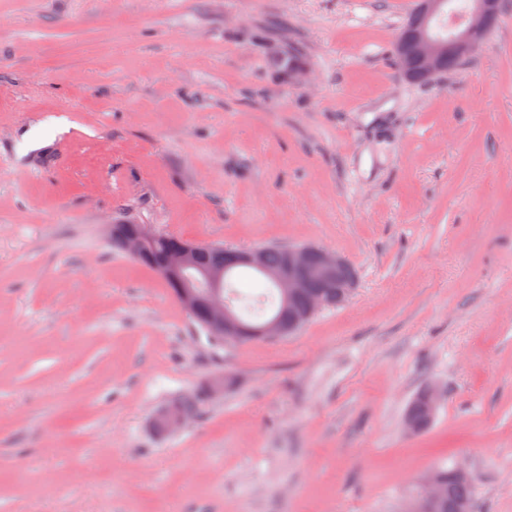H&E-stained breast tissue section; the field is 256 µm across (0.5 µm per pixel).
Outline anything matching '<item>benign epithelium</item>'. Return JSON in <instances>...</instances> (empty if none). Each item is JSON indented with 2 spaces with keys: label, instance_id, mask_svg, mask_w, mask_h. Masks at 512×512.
Listing matches in <instances>:
<instances>
[{
  "label": "benign epithelium",
  "instance_id": "1",
  "mask_svg": "<svg viewBox=\"0 0 512 512\" xmlns=\"http://www.w3.org/2000/svg\"><path fill=\"white\" fill-rule=\"evenodd\" d=\"M446 0H417V5L408 26L398 35V43L409 44L413 48L415 65H409V55H397L398 65L403 76L410 82L433 77L444 60L471 53L486 39L491 22L498 14L499 0H473L472 9L466 23L452 36L440 39L432 34L434 19L444 12ZM110 233L121 240V247L138 258L146 254L158 238V234L148 230L144 224L127 228L113 224ZM242 263L265 267V254L258 249L239 253ZM159 277L179 285L175 296L193 315L199 308L205 309L207 330L214 340L237 342L245 333L237 316L224 306V269L219 267L201 268L197 264V250L185 246L163 258L158 266ZM273 280L280 288L283 301L292 302L316 281L321 290L312 293L305 313L288 310V318L276 317L268 320L258 331V335L277 338L286 334L287 328L299 326L327 304L328 298L336 296V301H346L357 285V273L342 256L313 245L290 247L284 263L271 272ZM439 404V392L435 387L423 390L415 402L420 414L417 420L407 423L410 433H419L426 424H431ZM187 418L170 408L158 411L152 426L159 434L170 433L181 427ZM439 471L433 470L418 490L411 503L412 512H438L446 498V489L438 478Z\"/></svg>",
  "mask_w": 512,
  "mask_h": 512
}]
</instances>
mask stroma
<instances>
[{
	"label": "stroma",
	"mask_w": 512,
	"mask_h": 512,
	"mask_svg": "<svg viewBox=\"0 0 512 512\" xmlns=\"http://www.w3.org/2000/svg\"><path fill=\"white\" fill-rule=\"evenodd\" d=\"M414 6L0 0V512H403L455 463L474 512H512V26L417 85L394 52ZM271 41L301 47L299 83ZM123 219L317 245L358 284L216 348L113 245ZM424 388L420 389L413 398L418 396ZM411 404V402H410ZM410 404L407 408L404 423L407 425V430L410 433H419L423 430V426L425 424L430 425L434 419L438 404H439V392L436 387H427L420 394L419 398H417L415 402V407L420 414V418L417 420L408 421ZM408 422V423H407ZM429 427V426H428ZM427 427V428H428ZM426 428V429H427ZM424 429L423 431H425ZM166 407H175L180 412L163 408L155 414L152 426L159 434H167L181 427L187 421L185 415L192 417L195 414L197 403L195 400L175 399L170 401Z\"/></svg>",
	"instance_id": "obj_1"
}]
</instances>
